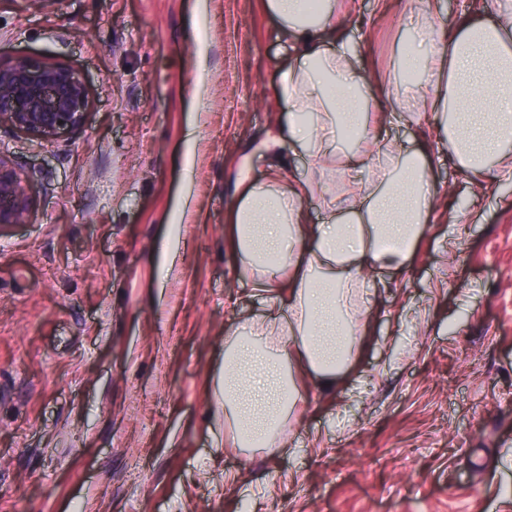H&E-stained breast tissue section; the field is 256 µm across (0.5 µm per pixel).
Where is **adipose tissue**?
<instances>
[{"instance_id": "1", "label": "adipose tissue", "mask_w": 512, "mask_h": 512, "mask_svg": "<svg viewBox=\"0 0 512 512\" xmlns=\"http://www.w3.org/2000/svg\"><path fill=\"white\" fill-rule=\"evenodd\" d=\"M321 4L312 16L307 0H266L294 52L277 90L287 118L276 139L306 159L305 171L286 183L274 167L235 188L234 252L269 304L224 338V435L250 454L286 447L304 381L335 389L375 307L366 273L406 270L438 206L426 160L384 137V121L416 114L479 196L512 181L511 10L458 26L440 0H418L419 36L438 40L426 53L406 48L416 79L380 114L368 108L372 86L354 48L338 37L336 0ZM307 199L320 223H309Z\"/></svg>"}]
</instances>
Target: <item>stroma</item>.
<instances>
[{
    "label": "stroma",
    "instance_id": "obj_1",
    "mask_svg": "<svg viewBox=\"0 0 512 512\" xmlns=\"http://www.w3.org/2000/svg\"><path fill=\"white\" fill-rule=\"evenodd\" d=\"M414 8L345 16L373 87H402ZM290 54L262 0H0V62L64 63L90 92L53 144L0 130L33 201L0 228V512H512V187L476 199L412 124L385 135L424 154L440 207L374 278L363 348L287 447L224 441V338L266 310L234 183L267 171Z\"/></svg>",
    "mask_w": 512,
    "mask_h": 512
}]
</instances>
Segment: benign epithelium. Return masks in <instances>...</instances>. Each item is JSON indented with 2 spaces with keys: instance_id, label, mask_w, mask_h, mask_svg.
<instances>
[{
  "instance_id": "obj_1",
  "label": "benign epithelium",
  "mask_w": 512,
  "mask_h": 512,
  "mask_svg": "<svg viewBox=\"0 0 512 512\" xmlns=\"http://www.w3.org/2000/svg\"><path fill=\"white\" fill-rule=\"evenodd\" d=\"M89 91L70 66L23 56L0 64V129L51 144L84 126ZM32 200L26 180L0 158V227L28 221Z\"/></svg>"
}]
</instances>
